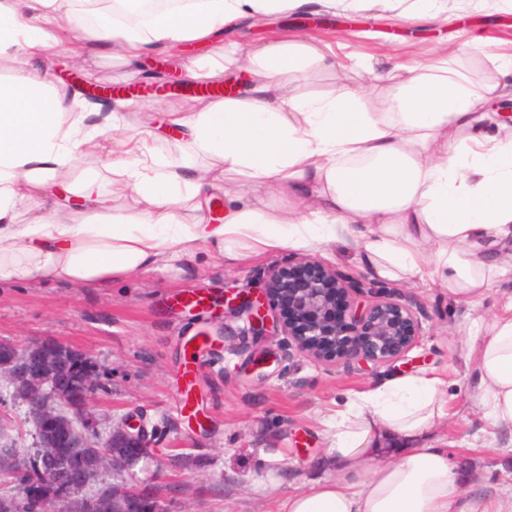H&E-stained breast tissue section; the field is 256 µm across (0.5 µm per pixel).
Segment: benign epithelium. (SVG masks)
<instances>
[{"mask_svg": "<svg viewBox=\"0 0 512 512\" xmlns=\"http://www.w3.org/2000/svg\"><path fill=\"white\" fill-rule=\"evenodd\" d=\"M267 300L250 293L224 299L230 311L248 314L253 333L279 329L298 353L325 363L391 365L422 336L417 312L397 297L354 286L315 260H290L263 282ZM7 352L0 380L25 392L36 421V447L83 448L101 472L140 459L148 452L147 433L124 424L98 434L89 405L99 391V366L84 352L61 343H33L23 349L0 340ZM135 487L112 488L88 503L102 512L107 502L134 504Z\"/></svg>", "mask_w": 512, "mask_h": 512, "instance_id": "benign-epithelium-1", "label": "benign epithelium"}]
</instances>
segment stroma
<instances>
[{
	"label": "stroma",
	"instance_id": "stroma-1",
	"mask_svg": "<svg viewBox=\"0 0 512 512\" xmlns=\"http://www.w3.org/2000/svg\"><path fill=\"white\" fill-rule=\"evenodd\" d=\"M284 36L339 45L370 58L377 69L392 62L425 66L443 52L449 67L464 69L479 86L497 78L501 55L512 52V13L502 0H448L447 16L415 22L382 9L349 28L288 27L278 16L224 33L247 47ZM42 64L61 78L78 72L86 84L145 87L137 104L158 112H190L200 105L165 49L131 65L99 46L65 43L49 49ZM307 255L293 249L268 253L246 267L214 257L191 271L141 273L107 287L0 288V339L20 348L35 340L61 342L86 353L108 374V390L96 395L91 408L98 431L107 433L134 415L150 439L147 457L114 475L113 482L158 498L163 512H266L273 498L322 476L325 445L318 416L335 410L351 392L421 367L435 369L453 393L452 415L432 430V438L446 441L450 452L468 461L473 487L487 492L511 483L512 437L486 432L459 336L473 314L495 313L498 292L474 312L452 304L439 289L401 288L371 277L355 245L312 252V259L351 280L399 292L418 310V344L394 365L378 367L324 365L300 356L283 333L253 335L244 315L174 306L187 294L261 287L270 269ZM200 330L212 343L198 354V371L188 386L181 379L183 343ZM261 349L270 351L272 362L256 373L251 360ZM187 386L207 417L205 427L194 428L188 420L181 402Z\"/></svg>",
	"mask_w": 512,
	"mask_h": 512
}]
</instances>
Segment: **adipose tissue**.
Here are the masks:
<instances>
[{"mask_svg":"<svg viewBox=\"0 0 512 512\" xmlns=\"http://www.w3.org/2000/svg\"><path fill=\"white\" fill-rule=\"evenodd\" d=\"M80 0H0V288L18 283L107 285L174 262L221 256L243 265L286 249L323 250L349 240L378 278L430 279L455 304L474 306L512 281V136L492 101H512V62L481 90L445 59L395 66L371 85L348 83L330 46L299 40L250 50L224 39L246 20L299 11L376 6L412 19L438 14L444 0H178L130 24L109 9L85 39L139 62L156 47L180 49L191 82L247 73L243 93L176 112L179 159L155 144L154 116L128 134V102L111 110L61 90L32 67L60 44ZM191 43L210 46L200 58ZM335 75L324 93L303 92L315 74ZM103 160L104 193L78 173V160ZM80 200L47 209L56 186ZM274 189L278 205L256 196ZM227 204L212 223L217 193ZM132 218L114 221L113 200ZM493 317L474 318L461 345L475 404L494 434L512 435V292ZM447 382L432 371L399 375L352 393L322 416L326 472L274 499L273 512H512V489L466 495L464 466L423 436L447 417Z\"/></svg>","mask_w":512,"mask_h":512,"instance_id":"ef3b65f1","label":"adipose tissue"}]
</instances>
